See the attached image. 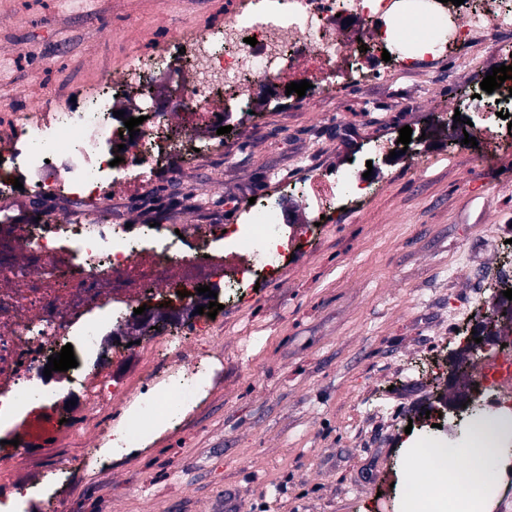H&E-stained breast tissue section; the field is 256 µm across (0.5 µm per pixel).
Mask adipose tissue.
<instances>
[{
  "label": "adipose tissue",
  "instance_id": "adipose-tissue-1",
  "mask_svg": "<svg viewBox=\"0 0 512 512\" xmlns=\"http://www.w3.org/2000/svg\"><path fill=\"white\" fill-rule=\"evenodd\" d=\"M512 428V413L494 414L477 420L467 439L459 446L420 448L418 461L436 462L450 470L457 457H464L465 467L448 482L427 477L413 501L418 512H479L485 498L499 478L501 455L498 435Z\"/></svg>",
  "mask_w": 512,
  "mask_h": 512
}]
</instances>
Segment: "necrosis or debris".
I'll return each mask as SVG.
<instances>
[{"label":"necrosis or debris","instance_id":"obj_1","mask_svg":"<svg viewBox=\"0 0 512 512\" xmlns=\"http://www.w3.org/2000/svg\"><path fill=\"white\" fill-rule=\"evenodd\" d=\"M440 36L437 50L450 52L476 43L498 51L512 49V6L506 0H465L445 12L422 8L416 0H227L224 23L217 27L185 23L151 64L132 63L121 77L127 91L155 85L165 74L173 89L170 101L151 104L147 118L130 143H122V119L115 117L113 95L101 91L92 111L74 110L45 117L22 110L8 113L0 132V428L35 401L52 400L55 391L43 382L49 357L72 345L78 362L68 380L77 384L86 420L111 413L116 390L107 374L84 370L99 353V338L135 303L158 301L179 292L224 282L234 299L248 293L258 278L280 267L295 252L297 233L288 225L287 208L306 209L311 221L335 218L339 206L366 196L367 161L387 148L369 141L352 168L324 180L311 175L309 193L256 198L240 209L236 223L175 225L161 219L158 226L125 227L120 216L101 223L99 213L115 175L130 183H144L159 158L172 166L194 164L199 153L221 154L229 147L221 138L203 142L199 151H178L171 140L170 112L181 115L185 131L219 124L240 130L257 123V115L279 105L282 76L310 82L313 93L328 95L341 79L370 82L395 72L413 77L438 69L436 59L414 52L413 38ZM397 42L403 53L380 64L377 48ZM365 44L361 58L349 60L345 48ZM196 74L194 84L180 83L183 64ZM223 96V112L211 103ZM464 110L476 118L477 134L493 144L512 143V79L494 93L467 100ZM63 166L69 179H52L54 165ZM34 177L32 191L42 200L59 197L78 203L76 214L50 217L40 224H16L8 205L16 192V171ZM72 243L62 252L59 239ZM207 243L223 239L226 259L177 250L180 239ZM178 339L153 346L163 372L156 392L133 403L123 420L126 448L140 445L152 423L173 418L177 405H190L206 389L207 369L215 354L212 329L200 326L196 352L180 353ZM485 406L512 411V353L492 351L484 357Z\"/></svg>","mask_w":512,"mask_h":512}]
</instances>
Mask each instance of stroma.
<instances>
[{
    "label": "stroma",
    "instance_id": "1",
    "mask_svg": "<svg viewBox=\"0 0 512 512\" xmlns=\"http://www.w3.org/2000/svg\"><path fill=\"white\" fill-rule=\"evenodd\" d=\"M225 0H0V108L66 112L82 106L150 42L191 20L224 21ZM512 66L486 46L458 51L431 75L381 78L339 95L290 94L264 113L257 130L235 134L230 158L204 155L196 168L164 164L133 187L114 182L126 222L148 210L181 211L196 223L178 186L213 199L208 215L227 224L248 188L270 169L287 168L304 147L320 176L346 167L376 136L396 143L412 129L413 165L384 159L376 190L336 224L302 236L258 292L218 311L214 343L223 360L208 391L175 423L139 448L114 452L104 469L81 464L93 432H75L84 416L77 389L51 375L54 400L33 411L63 420L51 444L0 463V490L62 472L55 512H224L233 492L238 512H367L400 500L420 479L404 444L411 415H424L443 388L458 346L452 312L485 317L487 288L463 263L481 252L496 270L512 262V145L488 164L462 142L453 112L492 68ZM507 243L482 252L488 225ZM204 296L140 329L134 313L113 327L105 366L117 389L140 396L153 367L150 339L179 336L202 322Z\"/></svg>",
    "mask_w": 512,
    "mask_h": 512
}]
</instances>
